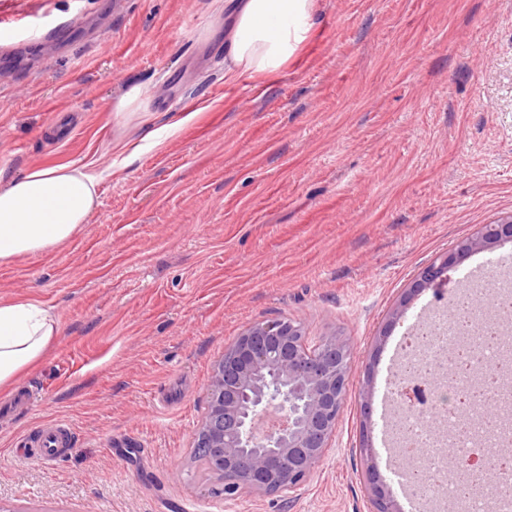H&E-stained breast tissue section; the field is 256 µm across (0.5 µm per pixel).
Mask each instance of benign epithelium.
<instances>
[{"mask_svg": "<svg viewBox=\"0 0 512 512\" xmlns=\"http://www.w3.org/2000/svg\"><path fill=\"white\" fill-rule=\"evenodd\" d=\"M512 238V216L482 224L455 248L421 270L389 314H405L411 298L447 278L476 250ZM351 351L334 334L309 341L303 323L279 319L248 327L224 349L207 387L208 407L194 447L206 449L208 467L224 485L226 499L293 494L321 460L336 430L350 382ZM364 484L368 512H400L378 469Z\"/></svg>", "mask_w": 512, "mask_h": 512, "instance_id": "obj_1", "label": "benign epithelium"}]
</instances>
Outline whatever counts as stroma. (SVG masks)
Returning a JSON list of instances; mask_svg holds the SVG:
<instances>
[{"mask_svg":"<svg viewBox=\"0 0 512 512\" xmlns=\"http://www.w3.org/2000/svg\"><path fill=\"white\" fill-rule=\"evenodd\" d=\"M319 2L307 46L257 82L224 77L228 0H0V187L48 165L100 178L69 241L0 263V302L59 326L18 379L34 404L0 398L5 512H367L387 453L359 392L384 391L388 313L512 215V0ZM131 82L138 108L115 111ZM278 319L342 336L349 390L297 493L225 501L192 453L211 371ZM57 421L53 466L19 454ZM505 238H512V215L497 224L480 225L474 234L460 240L453 250L440 256L421 270L407 295L391 310L388 325L396 323L404 316L407 304L415 294L444 281L448 272L470 253L476 250H491Z\"/></svg>","mask_w":512,"mask_h":512,"instance_id":"1","label":"stroma"}]
</instances>
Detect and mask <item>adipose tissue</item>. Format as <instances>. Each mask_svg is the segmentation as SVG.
I'll return each mask as SVG.
<instances>
[{
	"instance_id": "obj_1",
	"label": "adipose tissue",
	"mask_w": 512,
	"mask_h": 512,
	"mask_svg": "<svg viewBox=\"0 0 512 512\" xmlns=\"http://www.w3.org/2000/svg\"><path fill=\"white\" fill-rule=\"evenodd\" d=\"M317 0H235L224 31L226 77L263 81L310 41ZM97 179L82 167H36L0 188V263L49 250L72 238L99 205ZM59 331L36 300L0 303V392L46 354Z\"/></svg>"
}]
</instances>
